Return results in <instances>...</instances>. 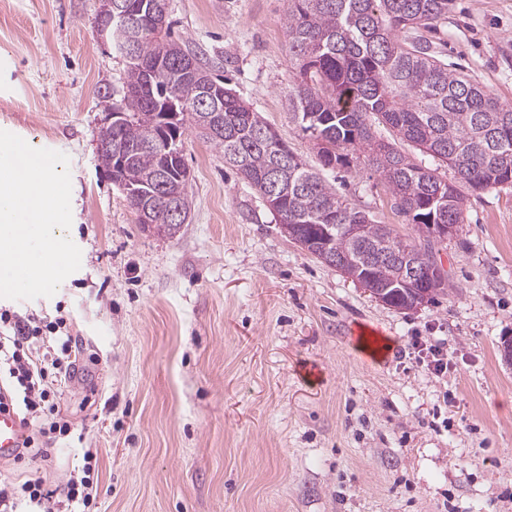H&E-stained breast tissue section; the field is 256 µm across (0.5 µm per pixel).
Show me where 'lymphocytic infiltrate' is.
Segmentation results:
<instances>
[{"instance_id":"obj_1","label":"lymphocytic infiltrate","mask_w":512,"mask_h":512,"mask_svg":"<svg viewBox=\"0 0 512 512\" xmlns=\"http://www.w3.org/2000/svg\"><path fill=\"white\" fill-rule=\"evenodd\" d=\"M64 318L38 323L10 311L0 312V412L21 416L31 430L16 457L50 461L55 446L72 447L76 435L60 415L62 383L76 371L77 351ZM410 356L434 377L452 370L453 354L446 340L415 336ZM99 471L91 451L70 475L63 492L69 512H96ZM54 493L42 479L0 485V512H53Z\"/></svg>"}]
</instances>
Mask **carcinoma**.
<instances>
[{"label": "carcinoma", "mask_w": 512, "mask_h": 512, "mask_svg": "<svg viewBox=\"0 0 512 512\" xmlns=\"http://www.w3.org/2000/svg\"><path fill=\"white\" fill-rule=\"evenodd\" d=\"M128 14L127 35L137 39L127 60L121 104L110 111L128 119L103 126L99 166L115 184L142 195L160 192L164 165L159 139L183 146L197 131L224 154L263 197L275 195L279 224L303 235L328 226V250L336 270L398 310L413 311L450 291L438 260L437 224L464 222V191L512 183V106L439 57L419 36L448 18L452 0H288V111L308 137L324 169L349 168L360 158L387 186L393 208L414 225L404 239L389 224H377L348 202L319 170L308 165L280 136L267 138L262 115L232 90H211L201 79L210 69L184 43L171 37L166 0H114ZM185 106L180 122L162 129L166 108ZM219 113L223 132L202 121ZM391 132V142L378 133ZM413 146L454 172L448 181L424 167L396 142ZM120 146L128 157L113 158ZM184 159L169 170L178 186L177 205L186 223L192 201ZM364 226L362 235L350 225ZM417 260L426 275L416 289L405 286Z\"/></svg>", "instance_id": "cac0c4a2"}]
</instances>
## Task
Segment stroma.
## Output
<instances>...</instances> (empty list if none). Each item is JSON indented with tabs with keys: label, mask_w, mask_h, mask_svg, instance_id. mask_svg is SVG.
I'll return each instance as SVG.
<instances>
[{
	"label": "stroma",
	"mask_w": 512,
	"mask_h": 512,
	"mask_svg": "<svg viewBox=\"0 0 512 512\" xmlns=\"http://www.w3.org/2000/svg\"><path fill=\"white\" fill-rule=\"evenodd\" d=\"M288 0H168L176 36L309 165L288 114ZM97 0H0V126L66 154L81 267L53 296L0 310L64 317L83 344L60 412L98 459V512H512V186L469 194L439 255L450 295L390 307L282 233L222 153L187 132L192 198L174 236L142 230L98 166L126 61L99 39ZM449 61L512 104V0H456ZM328 181L404 237L364 163ZM381 329L369 358L355 328ZM447 340L438 379L398 353ZM80 462L0 461V483L65 484Z\"/></svg>",
	"instance_id": "obj_1"
}]
</instances>
